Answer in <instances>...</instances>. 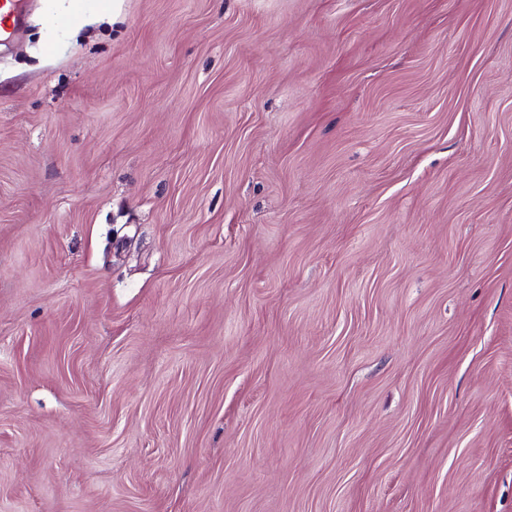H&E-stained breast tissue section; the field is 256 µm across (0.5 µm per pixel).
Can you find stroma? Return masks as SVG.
Returning a JSON list of instances; mask_svg holds the SVG:
<instances>
[{
	"label": "stroma",
	"instance_id": "obj_1",
	"mask_svg": "<svg viewBox=\"0 0 512 512\" xmlns=\"http://www.w3.org/2000/svg\"><path fill=\"white\" fill-rule=\"evenodd\" d=\"M81 2L0 43V512H512V0Z\"/></svg>",
	"mask_w": 512,
	"mask_h": 512
}]
</instances>
